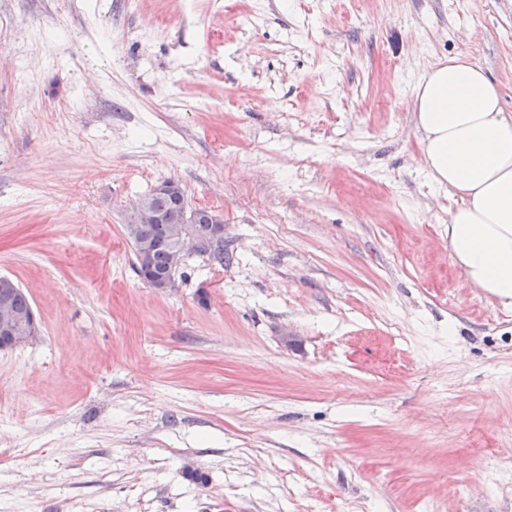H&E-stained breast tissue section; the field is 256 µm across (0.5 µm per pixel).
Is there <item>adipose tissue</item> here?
I'll return each mask as SVG.
<instances>
[{"label":"adipose tissue","mask_w":512,"mask_h":512,"mask_svg":"<svg viewBox=\"0 0 512 512\" xmlns=\"http://www.w3.org/2000/svg\"><path fill=\"white\" fill-rule=\"evenodd\" d=\"M414 105L429 179L461 198L448 254L472 286L512 305V116L499 88L453 56L416 83Z\"/></svg>","instance_id":"ef3b65f1"}]
</instances>
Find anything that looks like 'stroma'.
<instances>
[{
	"label": "stroma",
	"instance_id": "1",
	"mask_svg": "<svg viewBox=\"0 0 512 512\" xmlns=\"http://www.w3.org/2000/svg\"><path fill=\"white\" fill-rule=\"evenodd\" d=\"M456 55L512 115V0H0V512H512V307L412 104ZM166 179L224 262L158 293ZM181 206L178 211L166 215L163 210L157 209L143 198H138L128 209L127 223L131 224H126L124 232L132 247V234L140 240L150 238L156 241L153 252L150 240L137 244L140 267L147 269L152 253V270L161 273L168 269L166 273L149 279L145 278L144 274L142 276V281L157 292H164L172 287L175 273L187 253L205 254L213 238L224 237L223 213L206 207H192L185 198H182ZM161 224L164 239L173 243L172 251L170 244L162 241ZM199 224L207 225L202 228ZM131 225L134 227L131 228ZM133 252L135 255L134 247ZM207 254L214 262L223 264L224 238L214 241ZM16 287L17 283L13 279L0 276L1 352L33 343L39 338L41 332L39 320L28 295L19 286L18 289ZM15 310L19 314H29L25 317L20 316Z\"/></svg>",
	"mask_w": 512,
	"mask_h": 512
}]
</instances>
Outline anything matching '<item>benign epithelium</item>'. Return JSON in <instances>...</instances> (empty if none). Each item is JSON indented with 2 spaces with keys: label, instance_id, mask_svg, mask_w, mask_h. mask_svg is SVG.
I'll use <instances>...</instances> for the list:
<instances>
[{
  "label": "benign epithelium",
  "instance_id": "obj_1",
  "mask_svg": "<svg viewBox=\"0 0 512 512\" xmlns=\"http://www.w3.org/2000/svg\"><path fill=\"white\" fill-rule=\"evenodd\" d=\"M127 222L131 224H160L164 239L173 243L171 264L167 272L142 281L157 292L172 287L183 257L189 253L205 254L211 240L224 236V215L211 208L192 207L182 200V208L167 215L148 201L139 198L129 207ZM17 283L8 276H0V351L14 349L35 342L40 336L39 320L35 311L19 315L10 298Z\"/></svg>",
  "mask_w": 512,
  "mask_h": 512
}]
</instances>
